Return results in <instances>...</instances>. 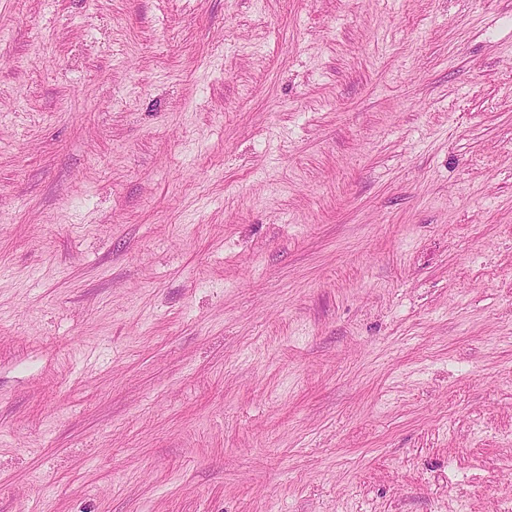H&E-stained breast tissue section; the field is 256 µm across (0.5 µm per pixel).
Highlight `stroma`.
Returning a JSON list of instances; mask_svg holds the SVG:
<instances>
[{"instance_id":"1","label":"stroma","mask_w":512,"mask_h":512,"mask_svg":"<svg viewBox=\"0 0 512 512\" xmlns=\"http://www.w3.org/2000/svg\"><path fill=\"white\" fill-rule=\"evenodd\" d=\"M512 507V0H0V512Z\"/></svg>"}]
</instances>
